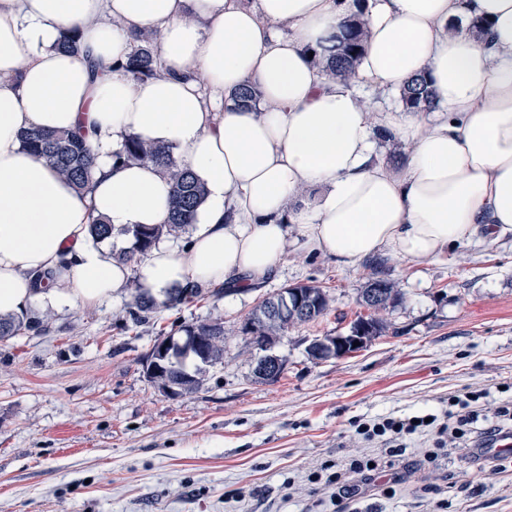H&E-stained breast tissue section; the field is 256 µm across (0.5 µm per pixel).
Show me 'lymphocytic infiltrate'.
I'll return each instance as SVG.
<instances>
[{"label": "lymphocytic infiltrate", "instance_id": "obj_1", "mask_svg": "<svg viewBox=\"0 0 512 512\" xmlns=\"http://www.w3.org/2000/svg\"><path fill=\"white\" fill-rule=\"evenodd\" d=\"M486 396L483 390L449 396L447 411L428 419L413 415L355 422L356 434L379 443L385 454L351 459L326 474L322 486L335 512H357L356 501L370 492L386 499L395 497L402 479L395 460L403 456L407 439L415 435L431 436L433 442L432 449L422 454V467L436 466L446 448L453 447L468 449L469 460L477 467L488 465L496 472L511 468L512 453L495 451L494 445L512 439V408L501 406L493 414L480 413L477 403Z\"/></svg>", "mask_w": 512, "mask_h": 512}]
</instances>
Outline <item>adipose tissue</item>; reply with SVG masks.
Segmentation results:
<instances>
[{"label":"adipose tissue","instance_id":"obj_1","mask_svg":"<svg viewBox=\"0 0 512 512\" xmlns=\"http://www.w3.org/2000/svg\"><path fill=\"white\" fill-rule=\"evenodd\" d=\"M352 0H0V316L92 309L136 281L157 302L175 288L247 293L289 247L356 267L433 262L461 244L512 235V0H369L353 71L320 77L312 48ZM483 20L481 32L471 29ZM77 31L79 53L57 44ZM157 35L161 73L122 64ZM425 75L440 106L374 111L363 89L398 92ZM242 88L256 107L235 104ZM83 130L86 194L25 150L22 131ZM407 145L384 159L377 132ZM134 134L178 151L208 196L185 246L137 262L93 242L165 223L172 184L151 164H115ZM53 277L36 287V274Z\"/></svg>","mask_w":512,"mask_h":512}]
</instances>
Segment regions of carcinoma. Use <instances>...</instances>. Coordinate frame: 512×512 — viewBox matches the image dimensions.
<instances>
[{
	"label": "carcinoma",
	"instance_id": "1",
	"mask_svg": "<svg viewBox=\"0 0 512 512\" xmlns=\"http://www.w3.org/2000/svg\"><path fill=\"white\" fill-rule=\"evenodd\" d=\"M364 27L359 16L350 18L343 32L336 37V44L314 50L321 74L335 77L349 70L362 49ZM123 68L133 79L153 78L159 73V62L154 46V32L145 31L139 45L128 56ZM401 102L410 109L431 110L436 106L434 91L423 76L413 79L400 93ZM23 146L42 156L62 179L70 182L78 191L87 192L92 183L93 155L84 138L75 132H51L32 128L21 135ZM118 164L155 163L167 169L174 183L172 207L168 222L138 230H123L131 244L119 258L134 263L138 256L147 252L156 242L178 238L192 225L196 210L206 199V189L198 177L181 164L172 151L164 146L148 144L135 136L129 137L122 150L114 154ZM372 276L361 290L360 305L369 314L355 319L367 342L386 333L387 324L380 312L400 304L403 293L396 282L389 278L382 264H369ZM301 292L302 308L291 306L282 309L284 297L277 292L265 297L247 316L251 329L241 328L242 335L256 350L266 353L291 329L317 322L326 315L333 299L329 292L312 281L297 283ZM158 308L157 302L141 291L133 297L131 315L144 322ZM39 321L28 317L24 320L0 316V341L9 339L26 328L31 330ZM186 336H202L205 345L202 354L190 352L166 363L161 379L180 385V394L196 392L202 385L209 369L224 363V322L216 319L182 326Z\"/></svg>",
	"mask_w": 512,
	"mask_h": 512
}]
</instances>
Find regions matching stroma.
Here are the masks:
<instances>
[{
	"mask_svg": "<svg viewBox=\"0 0 512 512\" xmlns=\"http://www.w3.org/2000/svg\"><path fill=\"white\" fill-rule=\"evenodd\" d=\"M402 303L361 351L311 359L309 336L348 333L371 270L289 248L255 292H216L149 323L130 314L133 288L93 310L38 312L40 331L0 342V512H332L311 473L368 453L352 421L437 408L449 393L512 383V238L463 244L447 259L384 258ZM312 280L334 302L318 324L289 331L273 352L278 381L255 378L258 353L240 334L268 294ZM224 320V362L191 395L148 381L154 345L182 325ZM408 474L396 497L365 512H512V471L461 462Z\"/></svg>",
	"mask_w": 512,
	"mask_h": 512,
	"instance_id": "1",
	"label": "stroma"
}]
</instances>
